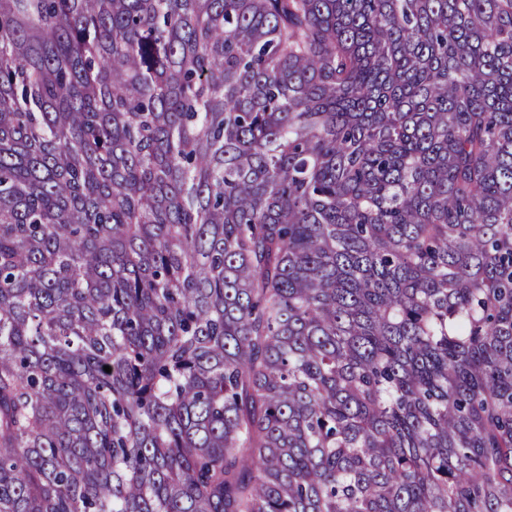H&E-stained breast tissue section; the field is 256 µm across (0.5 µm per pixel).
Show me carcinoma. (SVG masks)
Masks as SVG:
<instances>
[{
	"label": "carcinoma",
	"instance_id": "obj_1",
	"mask_svg": "<svg viewBox=\"0 0 512 512\" xmlns=\"http://www.w3.org/2000/svg\"><path fill=\"white\" fill-rule=\"evenodd\" d=\"M0 512H512V0H0Z\"/></svg>",
	"mask_w": 512,
	"mask_h": 512
}]
</instances>
